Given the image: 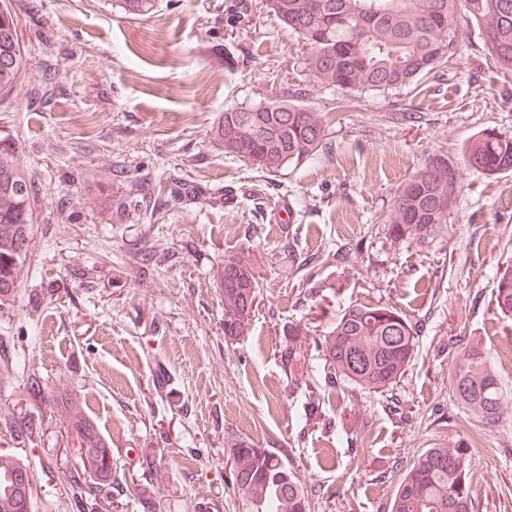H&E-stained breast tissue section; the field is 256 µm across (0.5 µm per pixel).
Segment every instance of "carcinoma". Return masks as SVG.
Returning <instances> with one entry per match:
<instances>
[{
  "label": "carcinoma",
  "mask_w": 512,
  "mask_h": 512,
  "mask_svg": "<svg viewBox=\"0 0 512 512\" xmlns=\"http://www.w3.org/2000/svg\"><path fill=\"white\" fill-rule=\"evenodd\" d=\"M155 0H120L124 12H148ZM268 12L288 33L309 47L303 64L310 82L360 93L390 94L436 73L461 50L459 30L472 24L481 32L488 60L512 73V0H270ZM0 92L15 85L25 66L20 34L12 11L0 7ZM224 152L256 168L274 172L298 164L322 147L326 133L320 113L302 104L271 100L255 107H234L212 128ZM468 165L487 174L512 170V137L484 129L468 143ZM459 196L454 167L437 158L414 173L394 198L389 233L397 240L425 247L448 231ZM35 189L12 160L0 157V306L10 300L19 280L30 271L32 203ZM224 303V339L247 335L260 295L249 255L227 254L214 274ZM496 312L512 318V268L496 273ZM307 327L288 325L280 359L293 390L309 382L313 369L323 388L307 391L302 417H322V406L346 388L383 393L410 367L419 343L415 324L387 304L350 306L324 336L313 339L319 362L307 363ZM450 386L463 412L486 426L496 425L509 400L482 342L476 339L452 359ZM68 427L100 465L59 476L69 483L77 504L97 500L112 478V448L79 400L64 405ZM17 438L33 441L40 423L31 416L8 423ZM227 461L232 486L248 512H312L313 493L294 470L268 448L248 437L230 440ZM32 483L24 461L0 454V512H20L13 494L19 475ZM473 467L459 442L419 453L405 469L391 499L390 512H472Z\"/></svg>",
  "instance_id": "carcinoma-1"
}]
</instances>
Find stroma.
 Returning a JSON list of instances; mask_svg holds the SVG:
<instances>
[{
	"instance_id": "35a3bbf8",
	"label": "stroma",
	"mask_w": 512,
	"mask_h": 512,
	"mask_svg": "<svg viewBox=\"0 0 512 512\" xmlns=\"http://www.w3.org/2000/svg\"><path fill=\"white\" fill-rule=\"evenodd\" d=\"M27 67L0 96V156L36 189L29 262L0 307V346L25 369H0V453L33 476L31 512H79L58 473L79 466L64 412L29 392L85 398L112 444L127 491L93 512H243L230 438L279 454L314 491V512H390L414 456L467 440L474 512H512V408L488 427L454 402L449 357L480 337L512 394V320L495 311L494 276L512 266V171L469 168L473 135L512 136V74L483 55L476 26L444 75L392 96L313 86L304 46L265 0H155L131 16L119 0H10ZM293 96L326 122L322 149L265 172L226 154L211 129L225 109ZM420 112L396 121L392 112ZM447 159L461 192L451 229L430 246L394 239L401 185ZM348 248L347 262L332 259ZM248 251L263 298L247 337L224 340L213 273ZM386 304L419 329L411 367L383 394L348 391L302 425L280 362L289 324L324 335L345 307ZM165 375L178 394L156 388ZM33 416L19 442L4 421ZM163 452L159 475L142 455Z\"/></svg>"
}]
</instances>
